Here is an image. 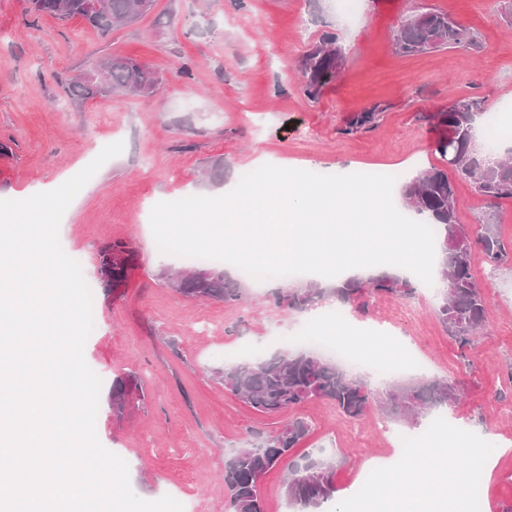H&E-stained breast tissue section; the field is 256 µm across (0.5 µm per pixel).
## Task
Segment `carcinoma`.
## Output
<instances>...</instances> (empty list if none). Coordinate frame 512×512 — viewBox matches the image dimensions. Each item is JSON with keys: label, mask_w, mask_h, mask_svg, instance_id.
Segmentation results:
<instances>
[{"label": "carcinoma", "mask_w": 512, "mask_h": 512, "mask_svg": "<svg viewBox=\"0 0 512 512\" xmlns=\"http://www.w3.org/2000/svg\"><path fill=\"white\" fill-rule=\"evenodd\" d=\"M94 0H26L27 11L62 19L78 17L92 28L108 33L113 27L133 22L148 12L153 0H102L97 10ZM479 48L473 33L448 14L437 10L419 11L405 18L393 32V47L400 54H420L445 46ZM342 46L334 34H325L302 58L300 72L306 94L317 97L327 80L344 64ZM106 80L70 79L69 89L76 99L95 96H134L151 93L159 76L130 56L106 59ZM380 108L375 106L353 116L345 129L357 133L375 125ZM482 112L475 100H455L422 119L441 129L436 151L443 160L453 156L454 171L470 179L476 189L491 199H512V156L500 157L475 149L477 123ZM400 204L437 235L439 261L433 276L435 313L448 336L462 347H471L485 323L486 298L472 271V252L479 246L486 260L497 267L512 262L502 242L495 215L489 212L475 230L458 222V199L448 173L432 168L420 173L400 188ZM114 253L125 259L112 266V289L128 284L135 255L122 241L106 246L101 260ZM177 292L197 299L237 303L243 297L241 280L218 268L192 266L182 273ZM396 297L408 294L407 283L398 276L382 273L363 282L356 278L338 280L330 286L310 282L277 295L289 310L304 312L334 298L354 304L365 294ZM224 388L254 410L268 415L292 412L312 399H325L350 419L360 418L372 405L388 414L419 416L455 404L457 387L446 379H421L395 383L378 393L351 377L342 365L323 360L312 350L275 352L254 362L226 364L221 372ZM129 384L125 379L112 382V401L123 407ZM309 428L293 416L273 434L255 435L244 448L224 458V486L231 512H264L260 481L270 470L287 464L284 493L288 504L299 512H321L335 499L336 464L323 450L295 455L294 449L307 436Z\"/></svg>", "instance_id": "1"}]
</instances>
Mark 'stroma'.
Masks as SVG:
<instances>
[{"label": "stroma", "mask_w": 512, "mask_h": 512, "mask_svg": "<svg viewBox=\"0 0 512 512\" xmlns=\"http://www.w3.org/2000/svg\"><path fill=\"white\" fill-rule=\"evenodd\" d=\"M505 0H360L346 16L338 0H154L150 12L104 34L77 18L30 15L25 0H0V199L22 200L54 190L101 150L124 142L74 198L59 227L65 253L81 258L95 297L97 321L84 346L102 380L97 437L128 464L133 491L156 501L171 496L184 512H226L224 456L254 432L271 433L283 416L263 415L225 390V364L255 361L283 349V337L310 326L279 306L288 278L247 284L239 303L199 301L167 288L161 268H184L161 254L150 213L161 201L218 196L246 170L265 164L345 171L386 165L407 180L445 168L435 150L440 131L423 116L456 99L480 101L512 128V26ZM448 13L473 32L479 50L395 52L393 31L413 12ZM335 34L346 60L317 98L304 92L302 56L322 35ZM137 58L161 77L155 93L76 100L66 81L103 58ZM382 113L367 131L345 134L348 120L373 106ZM460 223L497 215L512 248V199L477 194L450 173ZM123 241L135 252L126 288H105L98 254ZM472 269L487 297L485 326L474 348L446 335L417 276L411 295L368 297L366 309H345L355 331L398 340L401 358L418 357L405 382L445 378L463 396L444 416L481 435L496 465L484 477L485 512L512 507V269H493L474 250ZM133 378L123 410L112 406V382ZM312 426L298 453L326 448L339 460L336 498L362 512L354 488L368 467L423 490L448 462L401 471L402 448L391 433L424 447L439 436L427 417H385L369 407L360 419L326 400L300 405Z\"/></svg>", "instance_id": "obj_1"}]
</instances>
